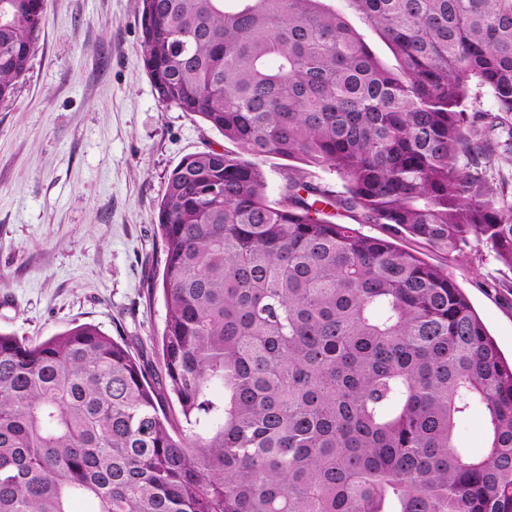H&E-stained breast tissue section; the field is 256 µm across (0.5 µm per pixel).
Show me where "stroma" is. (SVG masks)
<instances>
[{
    "mask_svg": "<svg viewBox=\"0 0 512 512\" xmlns=\"http://www.w3.org/2000/svg\"><path fill=\"white\" fill-rule=\"evenodd\" d=\"M231 142L160 102L144 68L138 0H45L39 47L0 103V331L40 341L73 325L150 346L165 306L154 285L159 201L187 154ZM448 267L512 358V270L486 250Z\"/></svg>",
    "mask_w": 512,
    "mask_h": 512,
    "instance_id": "obj_1",
    "label": "stroma"
}]
</instances>
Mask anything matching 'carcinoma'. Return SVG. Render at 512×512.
<instances>
[{"instance_id":"1","label":"carcinoma","mask_w":512,"mask_h":512,"mask_svg":"<svg viewBox=\"0 0 512 512\" xmlns=\"http://www.w3.org/2000/svg\"><path fill=\"white\" fill-rule=\"evenodd\" d=\"M340 2L140 0L159 100L235 149L168 176L152 357L87 323L0 333V512H512V365L396 243L512 270V179L489 175L512 162V0ZM43 11L0 0V103ZM269 156L302 163L276 201ZM476 405L480 454L457 440Z\"/></svg>"}]
</instances>
